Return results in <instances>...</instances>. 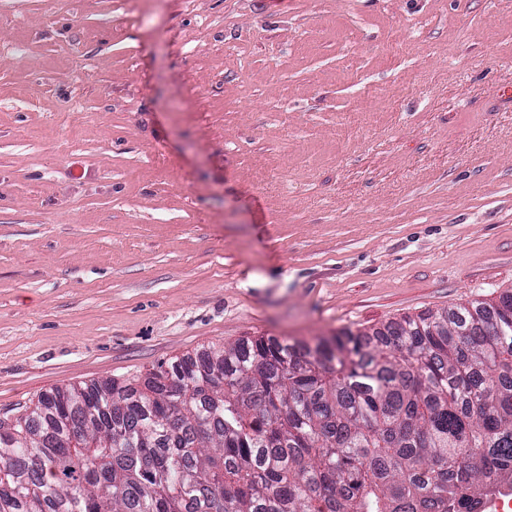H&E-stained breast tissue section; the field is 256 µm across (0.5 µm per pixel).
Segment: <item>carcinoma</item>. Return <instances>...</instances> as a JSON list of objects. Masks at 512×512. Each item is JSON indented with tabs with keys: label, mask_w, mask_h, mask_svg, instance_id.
Here are the masks:
<instances>
[{
	"label": "carcinoma",
	"mask_w": 512,
	"mask_h": 512,
	"mask_svg": "<svg viewBox=\"0 0 512 512\" xmlns=\"http://www.w3.org/2000/svg\"><path fill=\"white\" fill-rule=\"evenodd\" d=\"M512 487V292L246 337L0 423V512H463Z\"/></svg>",
	"instance_id": "obj_1"
}]
</instances>
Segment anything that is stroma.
Returning <instances> with one entry per match:
<instances>
[{"mask_svg":"<svg viewBox=\"0 0 512 512\" xmlns=\"http://www.w3.org/2000/svg\"><path fill=\"white\" fill-rule=\"evenodd\" d=\"M512 291V0H0V419Z\"/></svg>","mask_w":512,"mask_h":512,"instance_id":"obj_1","label":"stroma"}]
</instances>
